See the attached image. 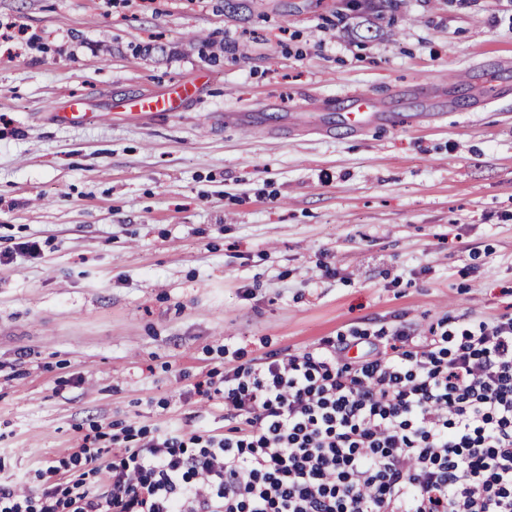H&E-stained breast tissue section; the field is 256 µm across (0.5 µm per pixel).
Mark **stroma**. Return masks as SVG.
I'll use <instances>...</instances> for the list:
<instances>
[{"label": "stroma", "mask_w": 512, "mask_h": 512, "mask_svg": "<svg viewBox=\"0 0 512 512\" xmlns=\"http://www.w3.org/2000/svg\"><path fill=\"white\" fill-rule=\"evenodd\" d=\"M0 251V487L223 432L194 385L252 359L512 313V0H0ZM191 97V87L178 84L170 86L157 95L128 99L123 105L130 111L128 113L134 117L144 114L169 115L174 112H182L183 107ZM373 107V100L366 96L354 99L346 112L347 122L355 129L363 127L376 117ZM54 118L64 124L84 125L97 121L99 115L97 112H89L83 99L74 98L67 102L62 112H55Z\"/></svg>", "instance_id": "stroma-1"}]
</instances>
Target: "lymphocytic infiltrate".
<instances>
[{"label": "lymphocytic infiltrate", "instance_id": "1", "mask_svg": "<svg viewBox=\"0 0 512 512\" xmlns=\"http://www.w3.org/2000/svg\"><path fill=\"white\" fill-rule=\"evenodd\" d=\"M367 331L205 380L224 434L171 429L0 512H512V314L352 355Z\"/></svg>", "mask_w": 512, "mask_h": 512}]
</instances>
